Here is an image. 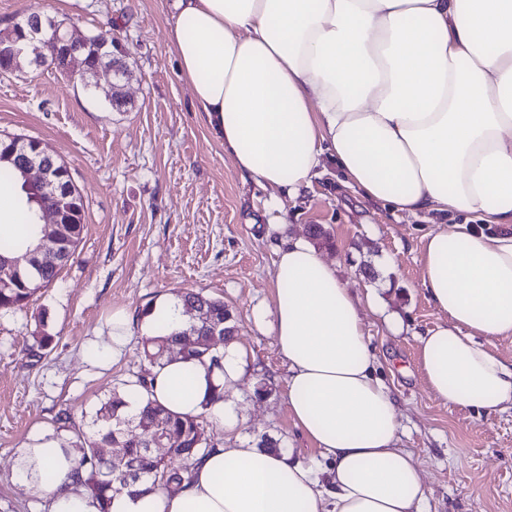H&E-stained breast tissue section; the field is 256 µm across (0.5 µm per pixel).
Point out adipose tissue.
<instances>
[{"label": "adipose tissue", "mask_w": 512, "mask_h": 512, "mask_svg": "<svg viewBox=\"0 0 512 512\" xmlns=\"http://www.w3.org/2000/svg\"><path fill=\"white\" fill-rule=\"evenodd\" d=\"M170 40L196 111L240 176L298 196L325 159L393 211L467 212L423 237L421 285L447 317L420 336L434 396L512 408V364L482 339L512 337V0H172ZM272 330L288 362V411L321 451L237 442L246 377L237 343L220 367L174 358L152 397L208 411L227 440L180 486L116 496L109 512H422L427 491L399 448V414L378 376L360 297L304 237L276 246ZM180 299L155 303L152 338L180 330ZM223 399L202 408L212 387ZM70 441L36 433L20 448L21 486L48 512H100Z\"/></svg>", "instance_id": "1"}]
</instances>
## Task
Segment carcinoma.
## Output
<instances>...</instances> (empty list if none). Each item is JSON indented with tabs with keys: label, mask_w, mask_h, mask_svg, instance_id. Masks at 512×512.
<instances>
[{
	"label": "carcinoma",
	"mask_w": 512,
	"mask_h": 512,
	"mask_svg": "<svg viewBox=\"0 0 512 512\" xmlns=\"http://www.w3.org/2000/svg\"><path fill=\"white\" fill-rule=\"evenodd\" d=\"M2 181L14 184L21 182L15 165L5 155L0 157V182ZM68 209L76 223L61 225L60 257L55 260L36 257L15 274L10 286L0 285V311L24 307L39 289L52 284L62 268L72 259L85 228L82 196L76 195ZM181 300L186 316L183 331L193 328L199 331L198 343L185 349L182 356L220 366L223 353L212 348L211 336L205 332L199 312H204L207 318L221 324L223 335L220 340L226 343L234 339L232 313L224 305V300L202 292L188 291L181 295ZM181 339L182 331H179L144 341L145 359L154 367L163 366L168 359V349L180 344ZM51 340L52 337L45 333L32 336V341L28 344L29 356L36 360L41 359ZM125 406L124 395L113 393L96 411L92 420V434L88 437L77 435L75 444L79 450V469L85 475L84 484L104 506L102 512H108L106 506L112 497L124 492L133 493L140 487L145 492L176 488L199 457L215 448L208 434L209 421L205 412L195 416H181L149 398L136 414L126 413ZM128 421H134L140 427L139 437L122 434ZM157 434L165 437V442L170 446L171 457L179 461L178 467L173 468L164 458L147 452L144 440ZM117 437L122 441L125 455L137 461V473H130L120 463L100 454L99 449L112 445Z\"/></svg>",
	"instance_id": "obj_1"
}]
</instances>
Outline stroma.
I'll return each mask as SVG.
<instances>
[{
	"label": "stroma",
	"instance_id": "stroma-1",
	"mask_svg": "<svg viewBox=\"0 0 512 512\" xmlns=\"http://www.w3.org/2000/svg\"><path fill=\"white\" fill-rule=\"evenodd\" d=\"M34 11L81 34L111 33L129 68L127 106L110 108L103 77L89 90L47 65L0 72V134L40 139L67 165L86 224L58 279L0 312V512H45L13 474L33 431H90L101 403L148 371L136 341L119 359L102 356L113 312L125 310L137 331L145 309L186 291L223 298L237 319L248 356L241 440L266 433L318 460L288 413V362L271 330L274 247L281 232L304 236L313 224L329 233L322 252L343 283L375 303L366 331L397 403L399 446L427 487L424 512H512V408L485 414L438 400L419 353L420 334L445 320L421 288L422 237L476 216L397 214L348 187L332 160L296 197L243 180L179 75L170 0H0V34ZM43 332L53 341L36 361L25 346ZM262 381L272 392L260 400Z\"/></svg>",
	"mask_w": 512,
	"mask_h": 512
}]
</instances>
